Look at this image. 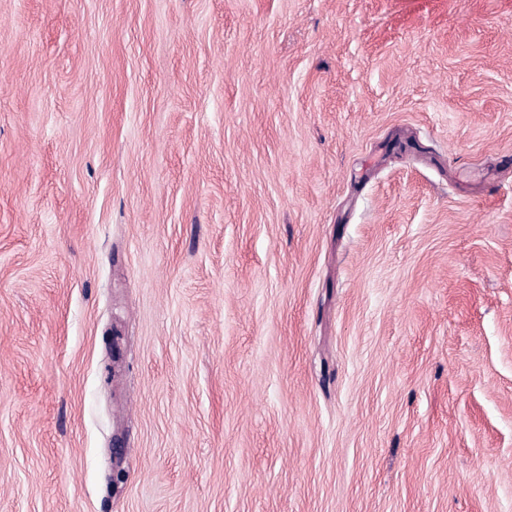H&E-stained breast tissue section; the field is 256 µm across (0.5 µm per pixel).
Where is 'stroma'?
Wrapping results in <instances>:
<instances>
[{
    "label": "stroma",
    "mask_w": 512,
    "mask_h": 512,
    "mask_svg": "<svg viewBox=\"0 0 512 512\" xmlns=\"http://www.w3.org/2000/svg\"><path fill=\"white\" fill-rule=\"evenodd\" d=\"M0 512H512V0H0Z\"/></svg>",
    "instance_id": "stroma-1"
}]
</instances>
